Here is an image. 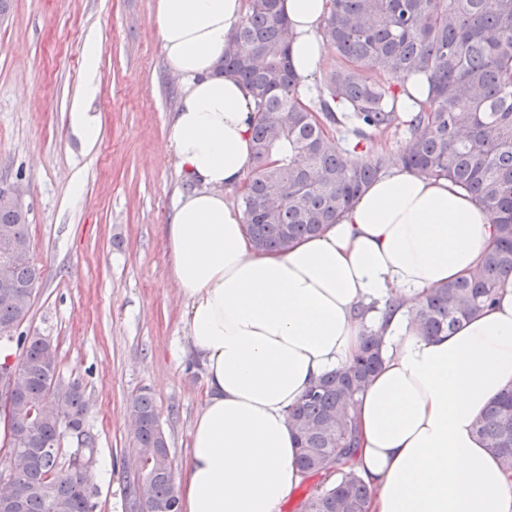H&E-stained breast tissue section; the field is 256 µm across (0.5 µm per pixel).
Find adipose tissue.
<instances>
[{
	"label": "adipose tissue",
	"instance_id": "adipose-tissue-1",
	"mask_svg": "<svg viewBox=\"0 0 512 512\" xmlns=\"http://www.w3.org/2000/svg\"><path fill=\"white\" fill-rule=\"evenodd\" d=\"M281 7L303 95L327 52L318 31L328 0ZM246 11L247 0H156L154 9L178 80L165 152L190 185L164 236L207 379L178 487L182 512H277L303 479L289 410L350 364L371 329L384 336V362L353 408V465L371 489L370 512H512V476L475 433L477 417L512 388V274L492 306L453 332L420 335L409 316L432 288L479 265L494 213L448 179L395 166L320 233L256 249L226 196L250 169L256 114L245 86L217 72ZM86 48L70 122L90 144L101 44L91 35Z\"/></svg>",
	"mask_w": 512,
	"mask_h": 512
}]
</instances>
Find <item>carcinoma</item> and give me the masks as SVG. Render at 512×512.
<instances>
[{"instance_id":"obj_1","label":"carcinoma","mask_w":512,"mask_h":512,"mask_svg":"<svg viewBox=\"0 0 512 512\" xmlns=\"http://www.w3.org/2000/svg\"><path fill=\"white\" fill-rule=\"evenodd\" d=\"M324 35L340 62L328 73L318 108L295 93L291 35L279 0H248L228 38L220 72L250 90L258 117L253 171L242 193L244 223L254 246L284 250L319 233L349 209L384 165L446 177L476 194L496 215L495 244L468 275L433 289L411 318L424 336L451 332L496 298L500 277L512 272V0H330ZM424 76L428 98L418 102L404 82ZM353 124V150L331 139L326 123ZM405 126L400 154L373 156L362 142ZM277 195L266 209L264 198ZM25 254L11 263L19 286L39 281L31 260L27 212L0 206V225ZM32 300L0 299V343L22 348L26 365L13 412L36 435L15 445L28 460L11 470L25 493L23 512H95L83 475L64 472L57 414L84 422L83 385L58 378L56 347L46 336L18 332ZM384 339L371 329L353 363L325 374L288 413L297 463L330 483L306 495L298 512H369L370 491L354 469L351 409L383 363ZM141 512H179L173 463L153 398H133ZM475 433L512 474V389L475 422Z\"/></svg>"}]
</instances>
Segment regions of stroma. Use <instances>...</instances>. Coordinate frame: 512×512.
Returning <instances> with one entry per match:
<instances>
[{"label": "stroma", "mask_w": 512, "mask_h": 512, "mask_svg": "<svg viewBox=\"0 0 512 512\" xmlns=\"http://www.w3.org/2000/svg\"><path fill=\"white\" fill-rule=\"evenodd\" d=\"M154 3L11 0L0 20V188L23 191L41 272L20 329L50 338L61 381L85 388L95 512H125L137 454L131 400L153 396L179 478L205 392L163 235L186 184L164 152L177 80ZM91 33L102 47L90 105L100 133L88 144L70 112Z\"/></svg>", "instance_id": "1"}]
</instances>
